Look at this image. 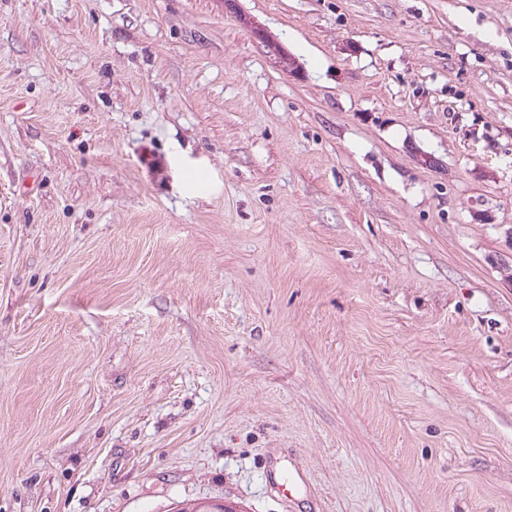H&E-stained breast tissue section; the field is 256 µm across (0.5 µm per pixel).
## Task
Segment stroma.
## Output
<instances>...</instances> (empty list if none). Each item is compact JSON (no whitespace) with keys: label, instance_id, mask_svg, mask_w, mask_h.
<instances>
[{"label":"stroma","instance_id":"obj_1","mask_svg":"<svg viewBox=\"0 0 512 512\" xmlns=\"http://www.w3.org/2000/svg\"><path fill=\"white\" fill-rule=\"evenodd\" d=\"M215 499L512 512V0H0V512Z\"/></svg>","mask_w":512,"mask_h":512}]
</instances>
